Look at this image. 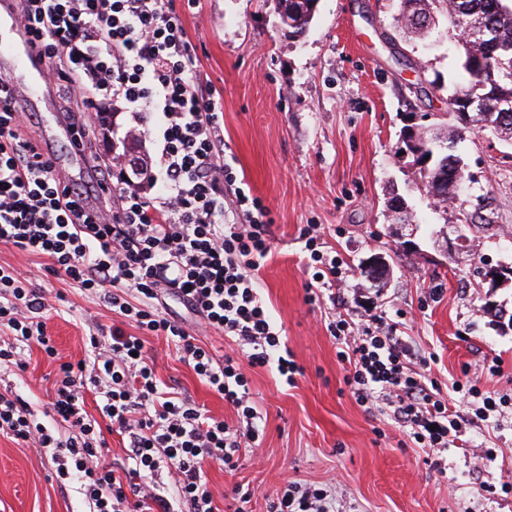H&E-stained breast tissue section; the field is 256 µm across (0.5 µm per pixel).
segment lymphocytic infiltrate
I'll list each match as a JSON object with an SVG mask.
<instances>
[{"label": "lymphocytic infiltrate", "mask_w": 512, "mask_h": 512, "mask_svg": "<svg viewBox=\"0 0 512 512\" xmlns=\"http://www.w3.org/2000/svg\"><path fill=\"white\" fill-rule=\"evenodd\" d=\"M200 0H20L18 20L32 50L47 61L45 78L61 102L60 118L74 146L92 153L88 179L55 169L0 74V245L47 256L52 274L99 295L122 326H96L92 355L60 361L53 414L57 428L37 421L21 396L0 393V433L49 453L59 485L84 497L87 512H214L205 464L235 471L242 451L259 447L263 417L246 368L275 366L288 385L304 369L293 358L260 298L256 272L271 251V211L246 191L224 141L220 94L199 79L198 56L182 20ZM131 112L157 132L150 176L132 183L122 158L99 154L112 115ZM311 282L306 300L335 299L347 270L321 250L319 227L302 232ZM179 300L205 330L224 334L233 353L216 355L171 316ZM46 294L0 265V369L25 371V352H58L47 332ZM347 364L344 383L355 400L402 428L433 456L434 468L460 432L502 416L512 396L470 386L473 413L450 406L425 369L433 353L412 358L397 324L374 314L365 322L333 314L327 325ZM165 337L181 360L220 394L235 423L207 415L166 391L147 346ZM98 398L101 418L124 435L126 462H108L100 418L85 409ZM167 474L171 486L158 483ZM267 512H343L335 489L289 481L268 499Z\"/></svg>", "instance_id": "lymphocytic-infiltrate-1"}]
</instances>
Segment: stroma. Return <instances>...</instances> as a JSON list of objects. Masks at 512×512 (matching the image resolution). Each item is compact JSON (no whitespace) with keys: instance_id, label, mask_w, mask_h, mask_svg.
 I'll return each instance as SVG.
<instances>
[{"instance_id":"35a3bbf8","label":"stroma","mask_w":512,"mask_h":512,"mask_svg":"<svg viewBox=\"0 0 512 512\" xmlns=\"http://www.w3.org/2000/svg\"><path fill=\"white\" fill-rule=\"evenodd\" d=\"M398 0H319L300 40L282 30L278 0H202L184 23L197 48L199 76L221 91L224 141L239 176L274 219L272 248L258 272L260 296L281 325L305 373L288 386L275 369L249 371L264 417L258 452H244L235 472L206 473L216 512L234 486L249 488L246 512H266L267 495L288 481L335 484L353 512H512V421L468 429L444 459L425 462L405 433L359 406L343 378L346 366L325 327L330 303H306L309 254L300 233L320 227L326 251L348 270L339 293L344 310L394 317L415 348L438 358L430 376L455 406L452 382L479 380L485 391L512 392V332L502 333L484 308L479 284L488 267L512 264V146L489 132L457 144L465 189L447 209L435 207L404 154L411 129L446 123L458 72V47L447 25L425 40L395 38ZM414 215L410 240L400 237L389 190ZM452 224L468 225L469 256L446 240ZM384 255L390 269L375 288L361 274L364 259ZM48 258L0 246V265L14 267L49 294H62L47 322L59 360L31 348L24 373H0V392L28 401L52 423L59 361L89 350L91 326L120 319L95 295L48 272ZM158 379L209 415L232 423L233 407L199 379L164 340L149 337ZM499 365L500 375L485 373ZM485 458L475 464L472 453ZM80 495L61 488L48 455L0 434V512H84Z\"/></svg>"}]
</instances>
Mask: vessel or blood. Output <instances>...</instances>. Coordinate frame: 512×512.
<instances>
[{"label": "vessel or blood", "mask_w": 512, "mask_h": 512, "mask_svg": "<svg viewBox=\"0 0 512 512\" xmlns=\"http://www.w3.org/2000/svg\"><path fill=\"white\" fill-rule=\"evenodd\" d=\"M0 10L12 20L8 33L0 36V72L8 75L26 110L40 111L46 92L43 75L47 63L36 58L25 34L15 25L14 0H0Z\"/></svg>", "instance_id": "vessel-or-blood-1"}]
</instances>
